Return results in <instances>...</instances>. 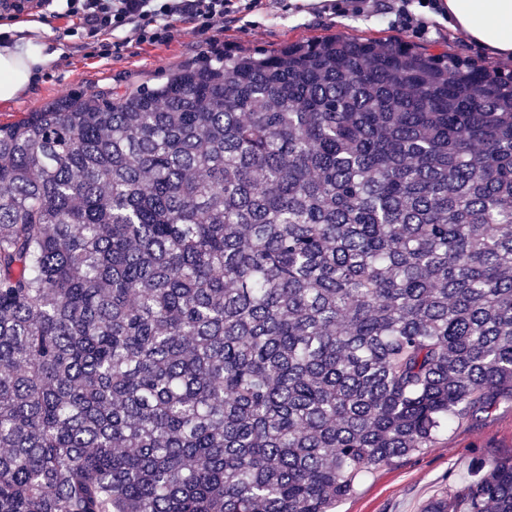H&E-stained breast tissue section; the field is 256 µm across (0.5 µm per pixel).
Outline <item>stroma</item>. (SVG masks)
Returning <instances> with one entry per match:
<instances>
[{
	"instance_id": "obj_1",
	"label": "stroma",
	"mask_w": 512,
	"mask_h": 512,
	"mask_svg": "<svg viewBox=\"0 0 512 512\" xmlns=\"http://www.w3.org/2000/svg\"><path fill=\"white\" fill-rule=\"evenodd\" d=\"M398 4L399 0H368L363 12L347 13L319 9L315 0L304 5L298 0H263L261 10L252 17L227 19L213 41L228 50L269 52L340 31L381 45L399 37L436 54L465 55L512 71V56H497L475 45L463 32L449 27L447 18L427 12L423 26H399L391 12ZM64 9V0H40L37 9L11 11L0 18L7 25L42 22L47 40L59 51L21 96L0 101V123L17 120L71 93L160 83L199 60L205 47L204 37L177 29L167 43L150 45L130 38L104 55L98 45L70 35L72 23ZM505 458H512V398L501 396L478 416L440 432L431 447L359 478L355 493L339 503L335 512H422L430 500L471 479L477 468Z\"/></svg>"
}]
</instances>
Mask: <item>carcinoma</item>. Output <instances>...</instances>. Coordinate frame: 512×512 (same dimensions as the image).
<instances>
[{
	"instance_id": "cac0c4a2",
	"label": "carcinoma",
	"mask_w": 512,
	"mask_h": 512,
	"mask_svg": "<svg viewBox=\"0 0 512 512\" xmlns=\"http://www.w3.org/2000/svg\"><path fill=\"white\" fill-rule=\"evenodd\" d=\"M504 394L512 72L338 33L0 125V512H331Z\"/></svg>"
}]
</instances>
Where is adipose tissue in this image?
<instances>
[{"instance_id": "obj_1", "label": "adipose tissue", "mask_w": 512, "mask_h": 512, "mask_svg": "<svg viewBox=\"0 0 512 512\" xmlns=\"http://www.w3.org/2000/svg\"><path fill=\"white\" fill-rule=\"evenodd\" d=\"M454 28L491 53L512 56V0H441ZM25 36L0 30V101L15 98L54 57L38 22L25 24Z\"/></svg>"}]
</instances>
